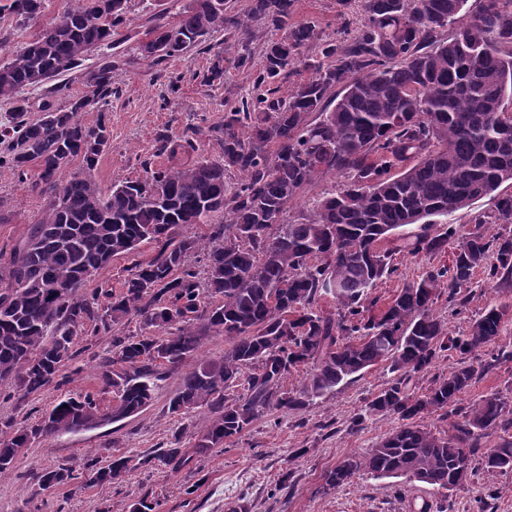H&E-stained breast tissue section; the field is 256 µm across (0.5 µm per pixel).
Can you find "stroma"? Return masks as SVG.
Wrapping results in <instances>:
<instances>
[{
	"label": "stroma",
	"instance_id": "obj_1",
	"mask_svg": "<svg viewBox=\"0 0 512 512\" xmlns=\"http://www.w3.org/2000/svg\"><path fill=\"white\" fill-rule=\"evenodd\" d=\"M64 0H45L40 23L23 25L16 17L0 16V63L7 61L8 49L32 39L40 24L49 23L59 13ZM337 0H296L293 20L313 22L324 35L335 36L341 24ZM272 38L267 25H251V58L240 68L226 66L222 80L204 84L203 79L217 55L224 50L223 33L209 37L206 49H191L168 63L154 66L134 52L123 53L112 77L114 94L106 108L112 129V147L101 156L94 177L100 189L113 182L143 177V160L154 166L170 165V158L155 153L159 134L182 135L189 127L207 126L222 120L225 112L255 91L254 80L263 64V55ZM47 203L33 193L28 183L7 167H0V257L10 250L36 224ZM453 250L428 256L399 252L394 256L395 275L383 279L375 293L389 300L407 283L417 280L431 264L451 263ZM470 301L464 312H457L447 296H440L435 313L447 324L450 334L466 333L471 319L491 304L512 306V287L488 284L483 273H476L470 285ZM84 350L75 364L80 372L69 385L73 391L101 393L99 361L109 356L111 336L85 335ZM392 375L386 367L369 369L326 398L303 411H274L257 419L238 441L201 458L198 473L169 478L165 468L152 455L173 435L188 428L205 431L209 424L206 410L187 417L169 413L168 401L177 390L181 375L166 374L153 403L135 417L105 427L39 441L21 455L13 476L0 480V512H129V506L144 492L161 500L160 512H230L233 504H243L247 512H418L422 503L447 500L448 512H512V471L477 475L449 494L422 483L395 491L389 479L368 475L333 490H325L324 477L340 461L364 453L391 431L395 423L379 415L366 417L360 432H349L351 418L371 394L384 388ZM11 383H0V422L38 420L59 393H43L21 398L13 395ZM104 403L111 394L101 393ZM119 453L141 460L119 485L96 486L72 492L61 486L51 494H37L28 475L61 465L79 468L87 451ZM493 490L487 510L478 500Z\"/></svg>",
	"mask_w": 512,
	"mask_h": 512
}]
</instances>
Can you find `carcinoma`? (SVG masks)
I'll list each match as a JSON object with an SVG mask.
<instances>
[{
	"label": "carcinoma",
	"mask_w": 512,
	"mask_h": 512,
	"mask_svg": "<svg viewBox=\"0 0 512 512\" xmlns=\"http://www.w3.org/2000/svg\"><path fill=\"white\" fill-rule=\"evenodd\" d=\"M358 3L360 19H346L327 39L309 21H291L295 0H250L243 13L226 0H188L175 23L155 16L152 38L137 41L154 65L205 44L224 32L241 67L250 55L249 22L276 33L265 49L256 84L265 91L224 113L207 129L219 156L192 165L154 167L145 177L117 181L103 192L94 172L112 147L104 108L112 98V49L132 39L125 30L128 0H66L58 19L0 65V101L11 120L0 125V166L12 168L47 206L10 262L0 268V382L22 396L71 383L69 364L84 325L110 333L128 317L139 332L112 338V356L101 364V393L69 392L37 421L0 423V480L15 470L22 449L57 435L97 429L133 417L153 401L168 372L182 371L205 336L224 337L216 361L182 371L168 412L193 407L211 415L193 447L181 437L154 458L175 474L211 450L240 437L273 411H302L362 371L383 365L396 374L366 402L369 412L398 426L368 453L342 460L326 475L327 489L357 475L416 480L451 491L478 470H512V398L492 393L458 407L479 375L466 358L485 354L482 369L512 361L498 346L508 306L490 305L468 334L452 336L433 311L435 300L464 310L474 273L489 282L512 281V0H341ZM44 0H5L21 21L38 20ZM448 36H443V32ZM97 60L75 97L58 82L41 116L26 118L25 90ZM311 76L287 97L275 84L298 63ZM97 109L95 123L80 113ZM194 148L189 136L163 134L156 153L171 158ZM79 161L69 177L66 166ZM333 173L339 188L313 208L288 217L307 187ZM484 197L494 210L478 215L464 232L449 216ZM442 223L432 235L428 226ZM209 225L205 236L179 229ZM420 225L414 233L411 226ZM498 231L486 235L485 225ZM413 255H435L456 245L452 264L431 265L384 305L372 295L397 271L394 251L379 244L394 231ZM154 245L149 260H134L122 291L76 290L115 256H133ZM203 269H198V266ZM334 303L320 306L323 297ZM458 365L424 393L410 381L443 353ZM305 370L296 387L288 374ZM247 393L228 391L240 381ZM437 412L450 419L442 434L422 424ZM498 435L492 448L484 440ZM135 466L114 454L88 453L82 467L62 465L30 474L42 491L120 484Z\"/></svg>",
	"instance_id": "cac0c4a2"
}]
</instances>
